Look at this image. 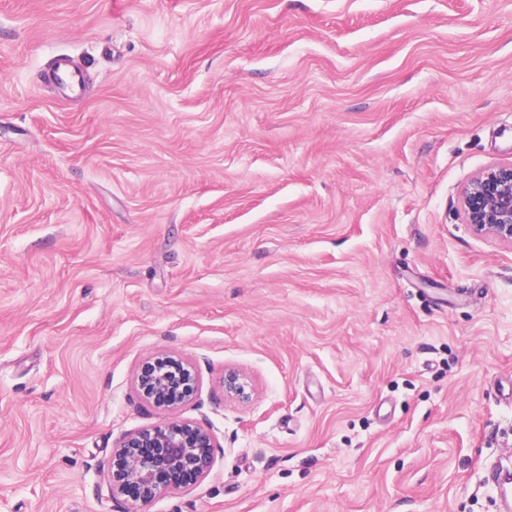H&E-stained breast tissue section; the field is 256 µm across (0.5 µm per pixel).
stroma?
I'll return each instance as SVG.
<instances>
[{"mask_svg": "<svg viewBox=\"0 0 512 512\" xmlns=\"http://www.w3.org/2000/svg\"><path fill=\"white\" fill-rule=\"evenodd\" d=\"M510 163L512 0H0V512H495L512 244L459 192ZM163 420L209 475L112 498ZM137 382L146 399L159 408L169 409L190 399L195 390L196 375L182 359L167 356L145 363Z\"/></svg>", "mask_w": 512, "mask_h": 512, "instance_id": "35a3bbf8", "label": "stroma"}]
</instances>
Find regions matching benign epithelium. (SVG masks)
I'll list each match as a JSON object with an SVG mask.
<instances>
[{"label":"benign epithelium","mask_w":512,"mask_h":512,"mask_svg":"<svg viewBox=\"0 0 512 512\" xmlns=\"http://www.w3.org/2000/svg\"><path fill=\"white\" fill-rule=\"evenodd\" d=\"M466 223L481 235L512 244V165L489 168L461 191ZM141 394L163 409L188 401L196 386L192 367L167 356L145 363L138 375ZM237 373L224 377V389L247 396ZM213 434L185 420H165L128 434L112 451V495H136L149 503L161 493L204 479L212 465Z\"/></svg>","instance_id":"benign-epithelium-1"}]
</instances>
